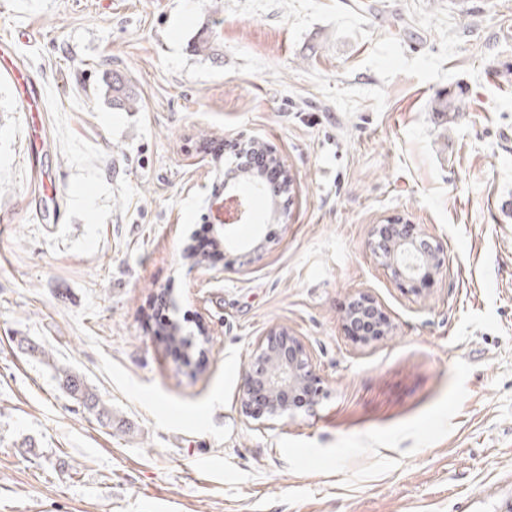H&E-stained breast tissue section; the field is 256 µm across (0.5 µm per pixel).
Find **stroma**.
I'll return each mask as SVG.
<instances>
[{"mask_svg": "<svg viewBox=\"0 0 512 512\" xmlns=\"http://www.w3.org/2000/svg\"><path fill=\"white\" fill-rule=\"evenodd\" d=\"M0 39L46 106L32 119L0 72V512L512 502V0H0ZM115 71L138 111L105 98ZM253 138L295 178L285 213L254 198L251 258L186 256ZM45 175L59 224L29 206ZM392 217L447 252L416 296L367 247ZM361 293L390 335L353 336ZM157 303L203 341L196 373L154 333ZM274 327L303 339L323 393L262 427L240 413L242 374ZM33 353H39L42 360L51 366L54 371L60 387L83 409L93 413L96 418L105 424L112 422V407L98 393L97 389L74 368L70 366H58L55 363L50 364V355L44 350L39 351V347L32 346Z\"/></svg>", "mask_w": 512, "mask_h": 512, "instance_id": "obj_1", "label": "stroma"}]
</instances>
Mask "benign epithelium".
I'll use <instances>...</instances> for the list:
<instances>
[{
    "instance_id": "benign-epithelium-1",
    "label": "benign epithelium",
    "mask_w": 512,
    "mask_h": 512,
    "mask_svg": "<svg viewBox=\"0 0 512 512\" xmlns=\"http://www.w3.org/2000/svg\"><path fill=\"white\" fill-rule=\"evenodd\" d=\"M251 216L248 198L235 184L224 182V204L215 213L213 224L224 249L247 255L264 246L257 230L248 239L237 233L240 225L250 223ZM370 247L391 278L412 293L419 292V279L433 278L447 268L443 246L433 238L418 235L413 224L394 221L377 225ZM347 318L353 331L365 323L378 325L382 336L392 330L377 302L366 295L350 303ZM319 393V380L303 342L286 329H272L259 340L244 369L241 412L253 420L274 421L296 409L313 406Z\"/></svg>"
}]
</instances>
